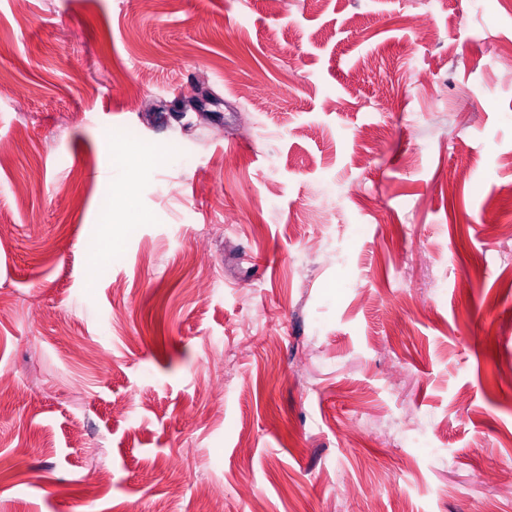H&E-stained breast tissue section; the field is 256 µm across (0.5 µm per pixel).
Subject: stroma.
Returning <instances> with one entry per match:
<instances>
[{"label": "stroma", "mask_w": 512, "mask_h": 512, "mask_svg": "<svg viewBox=\"0 0 512 512\" xmlns=\"http://www.w3.org/2000/svg\"><path fill=\"white\" fill-rule=\"evenodd\" d=\"M506 53L512 0H0V512H512Z\"/></svg>", "instance_id": "obj_1"}]
</instances>
